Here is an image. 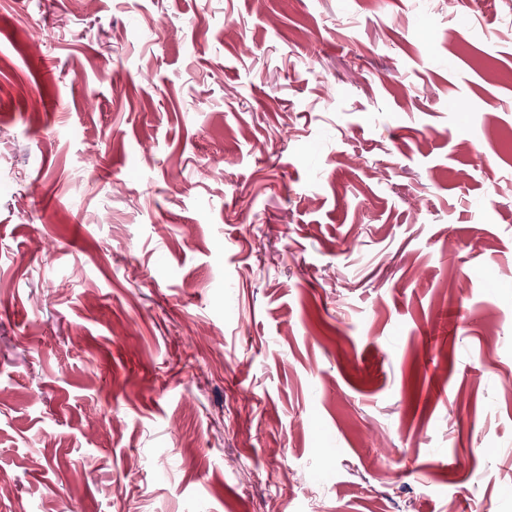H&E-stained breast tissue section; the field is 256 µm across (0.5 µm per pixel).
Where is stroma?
I'll list each match as a JSON object with an SVG mask.
<instances>
[{
  "label": "stroma",
  "instance_id": "1",
  "mask_svg": "<svg viewBox=\"0 0 512 512\" xmlns=\"http://www.w3.org/2000/svg\"><path fill=\"white\" fill-rule=\"evenodd\" d=\"M512 0H0V512H512Z\"/></svg>",
  "mask_w": 512,
  "mask_h": 512
}]
</instances>
